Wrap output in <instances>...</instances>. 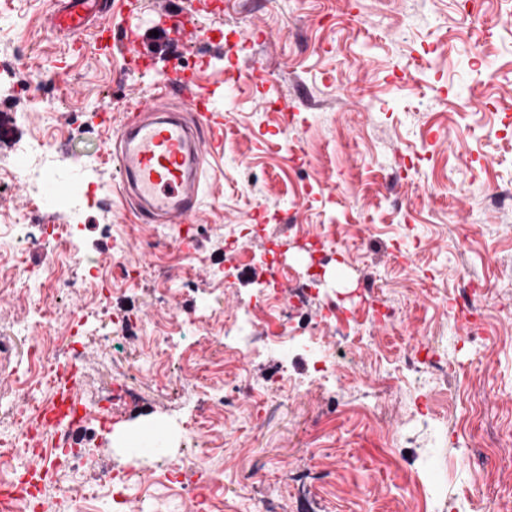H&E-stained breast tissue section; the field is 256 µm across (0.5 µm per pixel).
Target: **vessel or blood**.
Segmentation results:
<instances>
[{
	"label": "vessel or blood",
	"mask_w": 512,
	"mask_h": 512,
	"mask_svg": "<svg viewBox=\"0 0 512 512\" xmlns=\"http://www.w3.org/2000/svg\"><path fill=\"white\" fill-rule=\"evenodd\" d=\"M110 12V0H56L50 26L74 40ZM155 89L154 98L124 115L112 158L144 223L184 229L195 219L204 163L222 151L224 124L214 116V91L195 85L186 72L164 74Z\"/></svg>",
	"instance_id": "vessel-or-blood-1"
}]
</instances>
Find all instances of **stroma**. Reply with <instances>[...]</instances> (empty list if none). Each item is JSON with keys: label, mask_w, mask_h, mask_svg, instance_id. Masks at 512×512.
I'll list each match as a JSON object with an SVG mask.
<instances>
[{"label": "stroma", "mask_w": 512, "mask_h": 512, "mask_svg": "<svg viewBox=\"0 0 512 512\" xmlns=\"http://www.w3.org/2000/svg\"><path fill=\"white\" fill-rule=\"evenodd\" d=\"M55 0H0V26L16 43L0 49V161L18 141L41 136L49 154L84 177V160L110 146L113 123L154 92L167 71L197 68L200 84L225 89L224 151L207 166L196 222L202 230L187 288L163 294L144 243L172 252L177 234L142 226L121 195L115 163L95 177L103 197L85 213L80 250L109 269L121 242L143 270L133 288L103 299L88 335L77 337L83 366L70 383L86 409L83 467L66 474L45 461L48 496L60 512H189L192 490L162 481L158 461L179 463L208 446L222 472L233 512H482L481 496L512 512V204L497 192L512 184V0H138L133 30L114 26L109 38L89 29L68 41L48 27ZM187 13L199 37L182 42L170 10ZM144 48L151 71L128 68L127 38ZM481 54L480 71L470 60ZM234 65L242 79L224 83ZM293 112L287 135L271 97ZM27 115L15 122V113ZM37 193L22 180L0 184V212L29 215L34 224H65L67 214L32 211ZM260 221L288 235L292 275L281 286L288 328L315 329L341 369L336 387L309 382L302 354L288 361L290 393L262 404L242 397L225 412L231 437L209 429L188 436L201 384L185 375L177 350L149 348L140 331L111 338L114 320L181 318L208 303L236 312L264 279L261 266L237 269L224 259L229 225ZM324 236L337 259L324 269L318 296L298 306L294 290L306 274L303 239ZM227 287H219L215 272ZM481 287L485 338L467 339L448 304ZM381 301L394 325L371 327L351 346L348 326L321 320L325 302L351 307ZM55 305V330L67 329L86 305L82 292L0 290V436L31 407H49L56 386L26 390L34 353L65 362L66 345L16 323L31 304ZM221 332L191 325L182 343L197 363L224 361L225 388L234 385L235 354ZM433 342L439 366L422 370L411 355ZM396 370L401 383L381 395L378 379ZM431 382L432 426L411 416L422 382ZM152 419L165 428L162 447L120 448L112 434ZM140 474L124 506L99 483L102 470Z\"/></svg>", "instance_id": "obj_1"}]
</instances>
